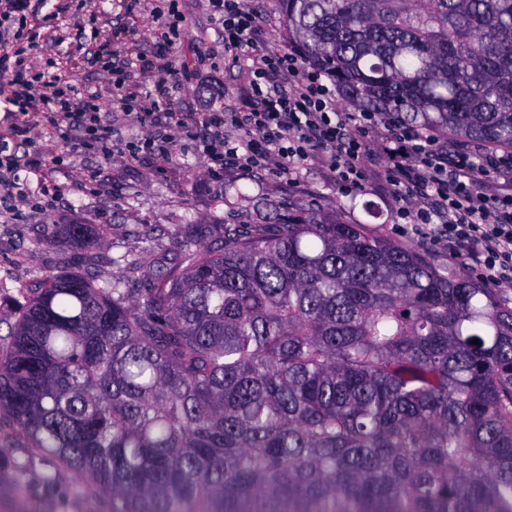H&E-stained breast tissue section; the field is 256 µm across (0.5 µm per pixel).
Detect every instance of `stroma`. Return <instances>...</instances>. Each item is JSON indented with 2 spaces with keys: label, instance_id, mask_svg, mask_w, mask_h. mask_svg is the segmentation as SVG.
Instances as JSON below:
<instances>
[{
  "label": "stroma",
  "instance_id": "obj_1",
  "mask_svg": "<svg viewBox=\"0 0 512 512\" xmlns=\"http://www.w3.org/2000/svg\"><path fill=\"white\" fill-rule=\"evenodd\" d=\"M57 19L47 23L44 39L53 47L36 56L34 73L54 72L61 62L74 67L79 85L97 92L103 111L112 105V83L99 66L83 58V36L114 40L124 58L148 50L161 29L152 10L157 0H128V7L109 0H53ZM187 18L176 42L183 67L193 70L192 83L176 92L174 109L185 124L199 126L213 104L247 111L251 90L245 63L225 51L220 28L206 0H180ZM213 50L219 71L197 69L202 49ZM39 170L21 168L28 186L25 198L9 199L0 207V354L10 348L9 332L17 317L16 304L33 296L46 278L63 273L106 271L117 278L126 262L139 263L140 277L152 271V261L174 250L172 232L179 224H264L273 218L303 219L318 215L329 221L364 224L374 234L394 238L398 204L384 172L390 159L382 136L368 146L369 184L366 191L347 192L333 172L309 162L294 178L269 171L245 172L234 167L212 174L194 142L181 139L169 157L149 152L104 157L94 150H76L56 134H44ZM67 224L103 228L100 249H80L63 235ZM98 494L78 472L61 470L59 489L42 504V512H97Z\"/></svg>",
  "mask_w": 512,
  "mask_h": 512
}]
</instances>
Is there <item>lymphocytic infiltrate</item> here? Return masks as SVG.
Instances as JSON below:
<instances>
[{"mask_svg": "<svg viewBox=\"0 0 512 512\" xmlns=\"http://www.w3.org/2000/svg\"><path fill=\"white\" fill-rule=\"evenodd\" d=\"M29 3L0 0V80L8 87L7 103L18 114L36 116L61 136L105 155L147 151L167 156L181 136L195 141L215 171L231 165L287 176L319 155L339 182L357 191L367 184L368 141L382 132L391 159L386 178L401 202V232L430 236L486 285L512 283V193L484 191L494 176L512 178V152L481 147L451 151L428 128L376 112L340 111L335 78L308 65L298 48L285 44L274 52H253L264 17L244 0L208 4L224 34L225 51L250 53L251 107L246 112L210 110L201 129L184 125L176 137L161 130L159 119L170 110L174 91L191 81L173 59V35L186 21L178 0H168L160 13L168 36L138 57L140 67L162 74L149 95L128 84L111 42L93 47L92 57L112 75L114 103L133 122L152 129L149 137L124 144L103 119L95 93L60 73L32 75L26 53L42 49L43 37L40 25L27 23ZM20 36L27 39L26 49L9 47V39ZM228 126L239 131V139L225 137Z\"/></svg>", "mask_w": 512, "mask_h": 512, "instance_id": "f902f5d3", "label": "lymphocytic infiltrate"}]
</instances>
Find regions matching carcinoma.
Returning a JSON list of instances; mask_svg holds the SVG:
<instances>
[{
    "instance_id": "cac0c4a2",
    "label": "carcinoma",
    "mask_w": 512,
    "mask_h": 512,
    "mask_svg": "<svg viewBox=\"0 0 512 512\" xmlns=\"http://www.w3.org/2000/svg\"><path fill=\"white\" fill-rule=\"evenodd\" d=\"M279 4L346 102L512 150V0ZM176 238L147 279L52 275L21 307L0 411L30 448L0 469L23 500L70 468L106 512H512L495 289L316 216Z\"/></svg>"
}]
</instances>
